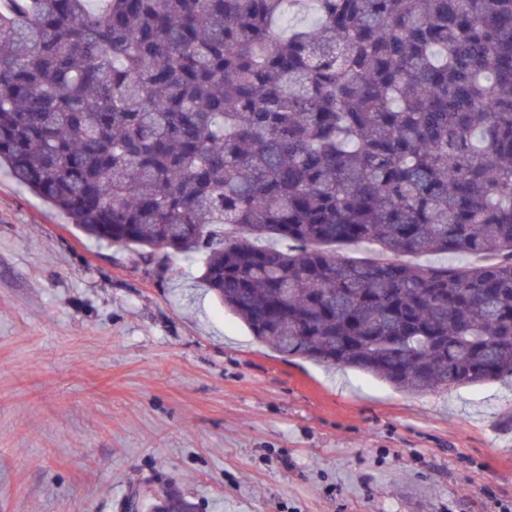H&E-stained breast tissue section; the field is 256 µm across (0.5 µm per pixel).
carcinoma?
I'll list each match as a JSON object with an SVG mask.
<instances>
[{
    "label": "carcinoma",
    "instance_id": "obj_1",
    "mask_svg": "<svg viewBox=\"0 0 512 512\" xmlns=\"http://www.w3.org/2000/svg\"><path fill=\"white\" fill-rule=\"evenodd\" d=\"M2 167L285 359L512 379V0H5Z\"/></svg>",
    "mask_w": 512,
    "mask_h": 512
}]
</instances>
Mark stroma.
I'll use <instances>...</instances> for the list:
<instances>
[{
	"instance_id": "1",
	"label": "stroma",
	"mask_w": 512,
	"mask_h": 512,
	"mask_svg": "<svg viewBox=\"0 0 512 512\" xmlns=\"http://www.w3.org/2000/svg\"><path fill=\"white\" fill-rule=\"evenodd\" d=\"M0 173V512H498L512 382L411 395L283 360L199 282ZM195 504L172 489H166L155 498L153 512H195Z\"/></svg>"
}]
</instances>
